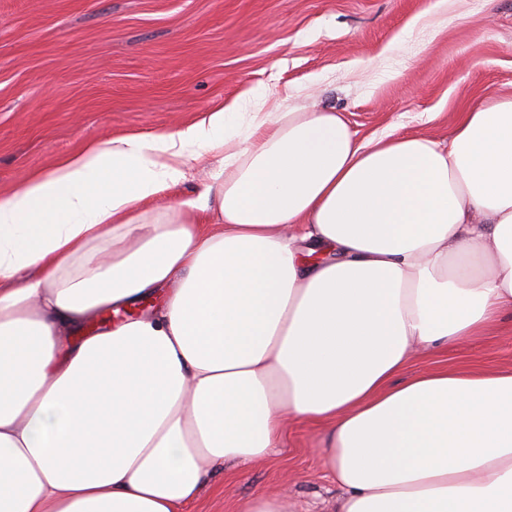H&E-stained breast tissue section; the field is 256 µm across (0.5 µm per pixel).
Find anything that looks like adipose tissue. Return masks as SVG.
<instances>
[{"mask_svg": "<svg viewBox=\"0 0 512 512\" xmlns=\"http://www.w3.org/2000/svg\"><path fill=\"white\" fill-rule=\"evenodd\" d=\"M507 307L512 98L444 143L236 101L88 145L0 197V512H181L290 418L323 428L333 512H512V370L400 377ZM217 158L211 159L210 164H203L190 156L183 159L187 178L167 194L156 201L157 205L174 204L181 199L196 194L202 187L210 182V174L216 164Z\"/></svg>", "mask_w": 512, "mask_h": 512, "instance_id": "ef3b65f1", "label": "adipose tissue"}]
</instances>
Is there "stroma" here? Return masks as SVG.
<instances>
[{
    "instance_id": "obj_1",
    "label": "stroma",
    "mask_w": 512,
    "mask_h": 512,
    "mask_svg": "<svg viewBox=\"0 0 512 512\" xmlns=\"http://www.w3.org/2000/svg\"><path fill=\"white\" fill-rule=\"evenodd\" d=\"M256 89L341 112L357 138H448L512 97V0H0V196L92 143L158 134ZM512 369V312L461 347L412 358ZM321 429L288 421L267 462L216 473L184 512H238L287 489L330 512Z\"/></svg>"
}]
</instances>
